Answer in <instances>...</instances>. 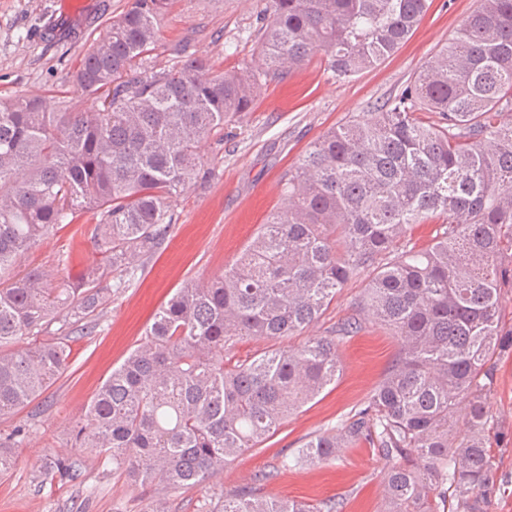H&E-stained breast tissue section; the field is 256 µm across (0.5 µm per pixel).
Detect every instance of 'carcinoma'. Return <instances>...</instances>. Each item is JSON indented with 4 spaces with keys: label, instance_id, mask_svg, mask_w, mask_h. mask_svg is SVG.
Segmentation results:
<instances>
[{
    "label": "carcinoma",
    "instance_id": "carcinoma-1",
    "mask_svg": "<svg viewBox=\"0 0 512 512\" xmlns=\"http://www.w3.org/2000/svg\"><path fill=\"white\" fill-rule=\"evenodd\" d=\"M171 0H131L73 75L98 103L81 112L42 96L0 99V417L63 372L69 341L139 259L168 238L172 206L208 178L199 156L262 86L313 55L348 80L396 51L429 0H267L258 66L216 72L186 48L156 64ZM512 0H480L455 36L396 96L328 131L281 178L271 212L224 274L189 281L74 427L79 448L112 456L137 484L181 488L224 471L336 383V340L367 314L396 337L395 363L367 404L293 463L364 442L391 462L384 512H483L495 487L486 400L493 364L512 355L500 320L512 288ZM429 112L435 120L419 116ZM99 260L74 281L21 256L87 211ZM431 242L393 253L419 224ZM374 269L358 313L297 349L224 361L244 337L283 339L316 321L351 278ZM59 324L57 334L51 326ZM46 338L5 351L23 336ZM463 425L460 430L457 425ZM219 512H341L244 491Z\"/></svg>",
    "mask_w": 512,
    "mask_h": 512
}]
</instances>
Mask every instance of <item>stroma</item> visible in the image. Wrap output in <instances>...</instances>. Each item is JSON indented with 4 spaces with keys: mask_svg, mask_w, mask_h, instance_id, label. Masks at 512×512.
I'll return each instance as SVG.
<instances>
[{
    "mask_svg": "<svg viewBox=\"0 0 512 512\" xmlns=\"http://www.w3.org/2000/svg\"><path fill=\"white\" fill-rule=\"evenodd\" d=\"M128 5L129 0H0V98L70 85L80 61ZM479 5V0H432L395 53L347 81L336 80L322 56L313 57L285 80L268 82L250 111L225 126L220 153L202 146L214 172L177 199L168 240L141 259L135 278L105 302L92 330L74 339L65 370L30 405L0 418L2 437L18 425L28 429L22 443L6 451L12 467L0 477V512H218L225 495L254 487L266 496L310 503L333 499L342 512H383L389 462L368 444L350 445L322 463L282 465L310 438L335 432L341 420L368 402L387 373L398 345L385 326L370 318L362 331L339 342L342 371L335 386L290 415L272 437L244 452L221 476L183 488L161 482L135 485L113 471L110 456L75 447L72 430L176 289L191 279L220 276L269 211L284 206L282 173L327 131L398 94ZM265 7L266 0H176L160 29L157 63L168 64L175 48L185 43L217 71L256 64L259 16ZM60 21L76 28L79 39L55 38L52 26ZM94 221L93 213L85 212L78 224ZM78 224L41 239L20 259L18 273L38 269L62 277L94 262L93 247ZM369 279L366 270L353 275L302 335L243 339L231 357L297 347L305 338L329 335L355 314ZM487 412L498 481L486 512H512L510 355L495 363ZM56 459L72 462L78 479H45ZM263 471L274 477L256 486L255 477Z\"/></svg>",
    "mask_w": 512,
    "mask_h": 512,
    "instance_id": "1",
    "label": "stroma"
}]
</instances>
